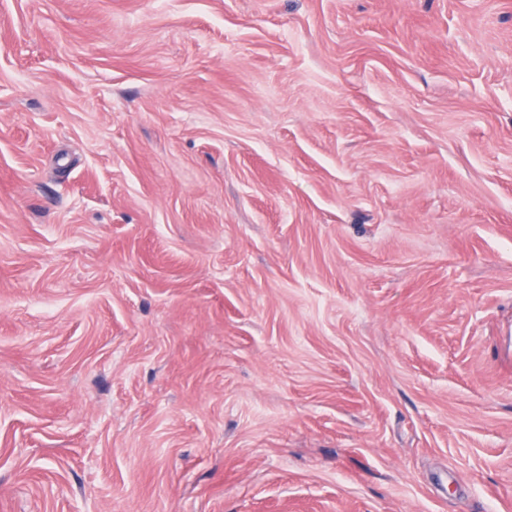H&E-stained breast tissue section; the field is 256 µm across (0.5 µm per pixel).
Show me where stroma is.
<instances>
[{
	"label": "stroma",
	"mask_w": 512,
	"mask_h": 512,
	"mask_svg": "<svg viewBox=\"0 0 512 512\" xmlns=\"http://www.w3.org/2000/svg\"><path fill=\"white\" fill-rule=\"evenodd\" d=\"M0 512H512V0H0Z\"/></svg>",
	"instance_id": "obj_1"
}]
</instances>
